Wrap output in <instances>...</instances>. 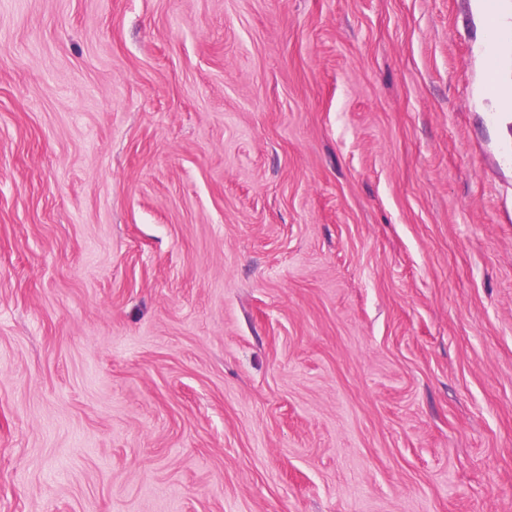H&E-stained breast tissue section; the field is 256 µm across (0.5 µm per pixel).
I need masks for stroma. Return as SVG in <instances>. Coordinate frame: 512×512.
<instances>
[{
  "label": "stroma",
  "mask_w": 512,
  "mask_h": 512,
  "mask_svg": "<svg viewBox=\"0 0 512 512\" xmlns=\"http://www.w3.org/2000/svg\"><path fill=\"white\" fill-rule=\"evenodd\" d=\"M0 512H512V0H0Z\"/></svg>",
  "instance_id": "35a3bbf8"
}]
</instances>
